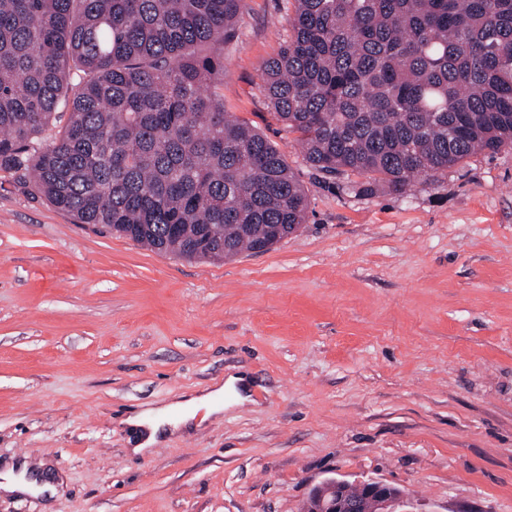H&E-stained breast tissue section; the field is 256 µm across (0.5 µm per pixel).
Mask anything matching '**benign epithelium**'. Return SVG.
<instances>
[{"label": "benign epithelium", "mask_w": 512, "mask_h": 512, "mask_svg": "<svg viewBox=\"0 0 512 512\" xmlns=\"http://www.w3.org/2000/svg\"><path fill=\"white\" fill-rule=\"evenodd\" d=\"M310 501L312 512H399L402 493L377 480L351 484L328 478L313 488Z\"/></svg>", "instance_id": "1"}]
</instances>
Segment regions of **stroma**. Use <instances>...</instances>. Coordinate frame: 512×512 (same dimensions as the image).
I'll return each mask as SVG.
<instances>
[{"label": "stroma", "mask_w": 512, "mask_h": 512, "mask_svg": "<svg viewBox=\"0 0 512 512\" xmlns=\"http://www.w3.org/2000/svg\"><path fill=\"white\" fill-rule=\"evenodd\" d=\"M244 4L224 110L284 152L307 222L186 260L0 170V474L61 482L0 512H305L334 477L409 512H512V147L408 195L322 178L261 91L293 0ZM219 386L223 411L132 454L128 417Z\"/></svg>", "instance_id": "1"}]
</instances>
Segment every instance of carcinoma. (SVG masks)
Here are the masks:
<instances>
[{
  "label": "carcinoma",
  "mask_w": 512,
  "mask_h": 512,
  "mask_svg": "<svg viewBox=\"0 0 512 512\" xmlns=\"http://www.w3.org/2000/svg\"><path fill=\"white\" fill-rule=\"evenodd\" d=\"M243 0H0V170L79 224L224 260L306 223L285 154L224 112ZM261 73L304 159L406 195L512 147V0H296ZM54 140L36 146L56 121Z\"/></svg>",
  "instance_id": "obj_1"
}]
</instances>
